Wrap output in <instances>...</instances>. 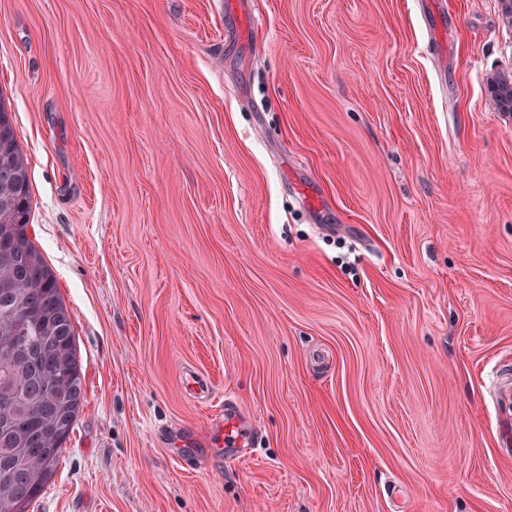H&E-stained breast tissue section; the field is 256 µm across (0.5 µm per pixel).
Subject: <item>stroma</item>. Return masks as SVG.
<instances>
[{
    "label": "stroma",
    "mask_w": 512,
    "mask_h": 512,
    "mask_svg": "<svg viewBox=\"0 0 512 512\" xmlns=\"http://www.w3.org/2000/svg\"><path fill=\"white\" fill-rule=\"evenodd\" d=\"M421 10L252 0L229 41L214 0H0L86 394L28 512H512V25ZM189 368L251 407L247 457ZM186 391L189 398L201 404H207L214 400L211 385L207 379L201 377L196 371L187 370L183 374Z\"/></svg>",
    "instance_id": "1"
}]
</instances>
